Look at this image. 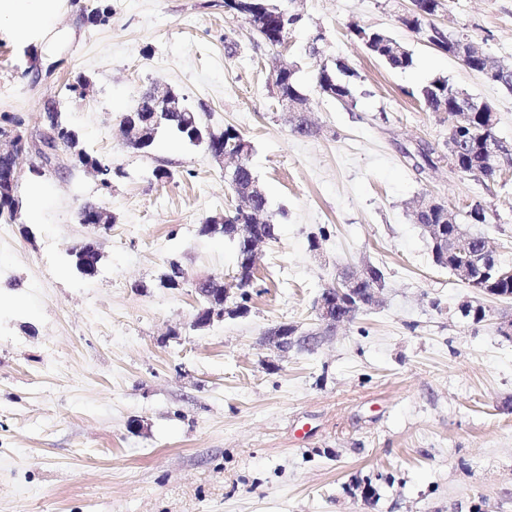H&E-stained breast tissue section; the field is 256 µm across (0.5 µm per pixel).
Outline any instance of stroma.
Segmentation results:
<instances>
[{"instance_id":"obj_1","label":"stroma","mask_w":512,"mask_h":512,"mask_svg":"<svg viewBox=\"0 0 512 512\" xmlns=\"http://www.w3.org/2000/svg\"><path fill=\"white\" fill-rule=\"evenodd\" d=\"M103 4L109 21L85 23ZM282 4L301 16L286 60L309 136L278 104L277 49L224 0H61L50 35L0 23V117L38 136L45 99L84 74L92 92L62 110L82 148L112 164L106 188L68 152L40 177L36 152L19 159L21 217L0 245V512H512V335L500 331L512 300L436 265L411 216L425 194L459 214L481 205L478 232L512 265V167L485 183L412 160L448 140L422 86L441 78L488 103L510 144L512 92L403 26L409 0ZM433 22L512 65V0H444ZM358 28L387 31L413 67L390 68ZM323 64L344 69L351 101L319 93ZM153 84L251 142L277 227L247 314L203 329L194 282L231 278L235 250L199 227L236 200L205 145L161 134L143 153L123 141V113ZM88 201L111 210L109 230L80 223ZM87 242L101 255L91 277L71 254ZM173 259L185 280L165 288ZM366 265L385 275L379 307L312 350L280 359L261 346L278 324L316 329L320 291ZM467 300L483 322L462 317Z\"/></svg>"}]
</instances>
